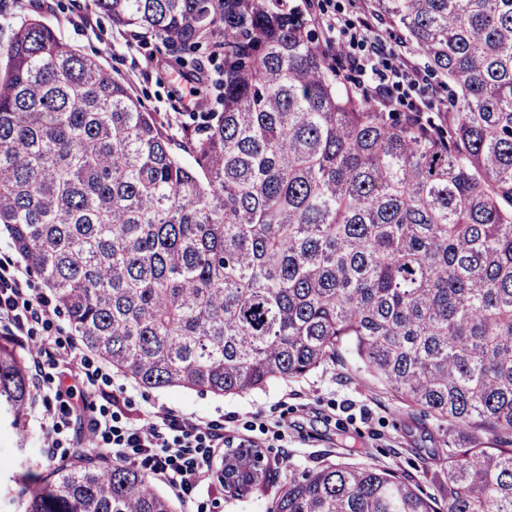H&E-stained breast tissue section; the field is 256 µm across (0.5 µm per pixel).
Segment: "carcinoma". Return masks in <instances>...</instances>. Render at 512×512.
Masks as SVG:
<instances>
[{"label":"carcinoma","instance_id":"cac0c4a2","mask_svg":"<svg viewBox=\"0 0 512 512\" xmlns=\"http://www.w3.org/2000/svg\"><path fill=\"white\" fill-rule=\"evenodd\" d=\"M201 73L223 111L187 162L126 83L38 18L0 45V233L79 346L140 387L235 395L346 348L457 436L442 502L375 464L294 475L268 512H512V0H371L448 80L450 110L393 112L284 0H93ZM33 377L0 342L20 446ZM219 485L269 467L232 451ZM24 512H175L139 468L78 450Z\"/></svg>","mask_w":512,"mask_h":512}]
</instances>
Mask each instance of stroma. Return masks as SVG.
I'll list each match as a JSON object with an SVG mask.
<instances>
[{"mask_svg":"<svg viewBox=\"0 0 512 512\" xmlns=\"http://www.w3.org/2000/svg\"><path fill=\"white\" fill-rule=\"evenodd\" d=\"M0 8V44L31 17L54 29L61 41L95 57L113 77L123 80L142 105L157 113L180 151L183 130L193 108L213 105L216 90L214 62H206V74L193 80L173 68L154 43L128 37L97 14L92 0H4ZM296 6L317 20L320 41L331 42L355 59L366 84L385 82L402 108L432 103L434 111L447 109L448 91L439 77L430 74L414 82L399 77L403 61L423 66L415 47L389 34L386 26L375 28L367 38L351 41L360 30L367 0H294ZM195 86L197 104H188L177 84ZM56 342L62 353L55 360H41L33 373L37 401L28 416L30 427L42 439L37 455L43 468L71 457L84 447L94 421L109 420L126 429L143 414L166 409L194 414L203 424L220 429L224 444L206 449L211 474L196 491L185 494L168 480L154 483L176 503L178 512H266L293 472L327 462L373 463L410 480L435 499L442 496L444 473L439 465L455 440L431 415L407 408L364 372L349 353L328 361L305 377L275 381L267 387L238 395L169 389L146 390L112 369L73 339L65 313L51 311L44 324L13 342L27 358L35 357L43 340ZM82 365L86 376L81 394L69 393L70 369ZM258 448L272 465L264 491L236 495L223 490L212 477L227 454L238 444Z\"/></svg>","mask_w":512,"mask_h":512,"instance_id":"1","label":"stroma"}]
</instances>
